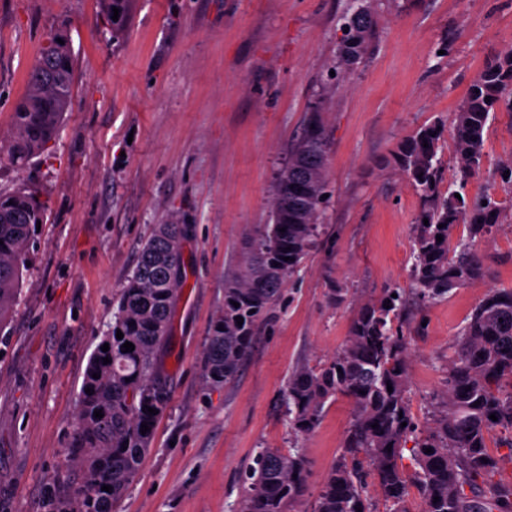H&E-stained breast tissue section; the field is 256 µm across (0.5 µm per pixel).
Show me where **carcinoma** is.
Masks as SVG:
<instances>
[{"mask_svg": "<svg viewBox=\"0 0 512 512\" xmlns=\"http://www.w3.org/2000/svg\"><path fill=\"white\" fill-rule=\"evenodd\" d=\"M130 3L103 0V19L112 35L125 31ZM341 28L345 33L336 48L337 69L345 74L370 51L377 28L374 0H350ZM62 40V33L47 37L29 72L26 93L14 106L17 135L8 147L14 163L43 153L69 109L74 60ZM322 110L319 105L311 108L288 162L277 173L271 223L249 242L242 269L224 278V307L209 326L201 364L207 386L234 382L251 353L255 327L268 319L286 282L308 255L329 202L323 198L329 193L330 142ZM504 111L512 112V50L497 54L480 70L456 108L451 147L464 179L481 167L490 114ZM443 133L438 121L421 126L390 154L392 168L408 179L421 201L412 226L411 276L425 302L443 300L451 290L484 278L473 242L489 235L502 214L501 203L491 196L467 198L464 181L457 191L442 188L438 151ZM46 211L45 202L24 188L0 194V328L16 305L36 224L46 223ZM460 224L467 238L453 245L452 232ZM184 231L181 224L154 225L125 278L111 333L99 343L85 371L82 388L91 393H81L73 421L66 466L79 470L82 481L72 496L57 502L55 512H114L139 475L155 423L170 400L156 362L168 343L170 311L182 286L181 256L173 242ZM237 316L243 318L240 325ZM405 322L403 293L388 288L359 308L336 353L288 376L285 399L289 425L297 435L318 427L330 398L346 397L353 407L344 446L312 512H373L369 477L386 512H411L412 487L419 512H512L511 483L493 485L484 495L472 491L478 480L499 468L500 459L488 448L492 430L512 432V290L490 289L474 308L452 347L446 388L436 395L423 427L406 398ZM119 331L121 339L116 337ZM126 342L135 349L123 352ZM106 343L109 350L104 352ZM105 358L111 362L103 363ZM95 373L100 378H93ZM149 407L158 413L149 414ZM98 410L103 417H95ZM492 414L497 420L490 419ZM143 423L149 427L144 434ZM409 439L416 466L411 474L402 465ZM308 473L309 462L301 453L262 449L246 475L239 512H295L306 496ZM105 485L111 490H102Z\"/></svg>", "mask_w": 512, "mask_h": 512, "instance_id": "1", "label": "carcinoma"}]
</instances>
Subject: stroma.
<instances>
[{
	"label": "stroma",
	"instance_id": "obj_1",
	"mask_svg": "<svg viewBox=\"0 0 512 512\" xmlns=\"http://www.w3.org/2000/svg\"><path fill=\"white\" fill-rule=\"evenodd\" d=\"M347 0H132L112 36L101 0H0V190L24 187L46 222L10 322L0 330V512H53L80 480L64 460L90 356L156 224L187 225L184 285L158 357L171 388L136 481L115 512H236L260 449L302 448L309 512L340 453L352 405L329 399L316 430L288 425L289 374L333 355L361 302L385 289L407 301V397L425 421L444 390L448 354L492 288L512 289V112L490 116L484 162L461 181L450 145L443 181L502 204L479 241L483 279L419 301L411 277L420 198L388 164L419 126L450 123L477 73L512 48V0H379L371 50L333 77ZM66 31L73 94L49 151L11 163L13 106L47 36ZM446 54H439L440 45ZM324 105L331 198L326 221L234 383L206 387L205 338L224 277L268 223L272 183L315 102ZM346 294L342 304L333 289Z\"/></svg>",
	"mask_w": 512,
	"mask_h": 512
}]
</instances>
